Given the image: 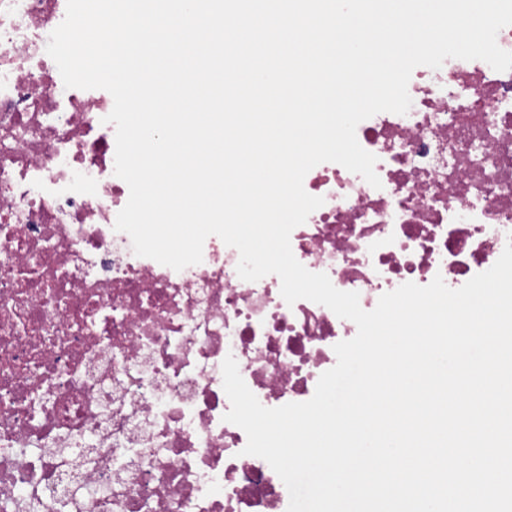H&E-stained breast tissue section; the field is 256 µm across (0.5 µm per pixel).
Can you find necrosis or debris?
Masks as SVG:
<instances>
[{
  "label": "necrosis or debris",
  "instance_id": "necrosis-or-debris-1",
  "mask_svg": "<svg viewBox=\"0 0 512 512\" xmlns=\"http://www.w3.org/2000/svg\"><path fill=\"white\" fill-rule=\"evenodd\" d=\"M67 0H0V512H287L286 486L225 422L222 363L259 402L309 400L353 321L287 304L270 274H237L209 236L177 271L114 228L129 199L114 173L113 98L66 88L47 54ZM407 114L356 137L380 187L325 162L304 178L324 203L293 229L296 259L373 310L386 292L488 270L512 236V71L450 58L416 67Z\"/></svg>",
  "mask_w": 512,
  "mask_h": 512
}]
</instances>
